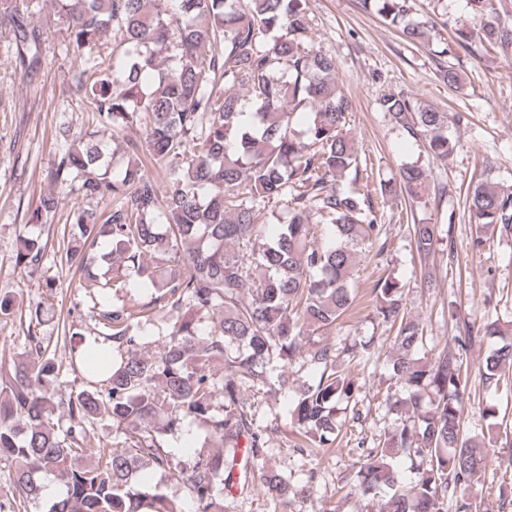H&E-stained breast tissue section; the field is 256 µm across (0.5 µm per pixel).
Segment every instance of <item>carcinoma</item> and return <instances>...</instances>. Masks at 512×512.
Masks as SVG:
<instances>
[{"label": "carcinoma", "instance_id": "obj_1", "mask_svg": "<svg viewBox=\"0 0 512 512\" xmlns=\"http://www.w3.org/2000/svg\"><path fill=\"white\" fill-rule=\"evenodd\" d=\"M65 27L64 47L83 63L76 88L94 106L98 125L126 141L128 160L110 168L96 132L59 129L63 149L55 184L108 203L99 213L74 206L60 259L83 273L78 287L99 297L101 330L70 344L69 366H82L84 387L64 391L62 361L44 338L27 329L25 345L0 365V458L14 467L16 509L38 502L36 474H52L63 492L48 512H224V499L255 486L286 510L310 497L320 481L313 451L331 448L340 434L341 407L357 405L359 387L340 368L336 345L314 334L331 328L352 306L350 280L364 250L388 248L382 217L361 192L353 139L346 133L348 96L336 82V59L304 47L311 20L306 0H52ZM409 40L425 43L427 23L412 17V0H358ZM475 17L439 54L497 49L512 53L507 0H470ZM39 0H0V27L9 28L19 66H41L42 34L31 22ZM117 31L119 62L101 55L102 37ZM450 88L463 86L452 65L439 70ZM250 93L241 104L236 90ZM379 111L430 152L446 159L457 141L448 124L460 113L420 109L403 92L377 99ZM311 109L302 133L300 111ZM168 182L160 205L157 179ZM381 195L427 204L430 173L406 165ZM286 201L288 223L267 239L256 212ZM475 251L484 235L512 229V188L489 179L469 185ZM314 224L331 226V241L311 242ZM420 261L435 251L444 229L409 227ZM50 243L20 238L19 266L38 267ZM136 282L147 302L129 298ZM375 317L395 333L383 403L396 415L379 447L359 455L354 491L386 497L379 512H455L477 508L472 477L488 463L485 445L461 436L473 400L468 366L445 348L420 355L424 328L402 304V285L388 276L373 288ZM172 315L171 328L151 355L140 354L154 309ZM211 325L201 327L203 316ZM448 320L465 350L488 341L478 370L494 394L512 370V331L500 319L465 318L448 304ZM304 358L310 380L289 381L286 366ZM290 395L296 450L311 467L299 480L267 465V432L244 392ZM220 406H215V403ZM115 428L112 447L93 443L95 426ZM187 423L204 433V448L175 459L167 436ZM415 465L409 485L393 459ZM94 462L87 463L85 459ZM171 475L181 498L145 484L147 470Z\"/></svg>", "mask_w": 512, "mask_h": 512}]
</instances>
